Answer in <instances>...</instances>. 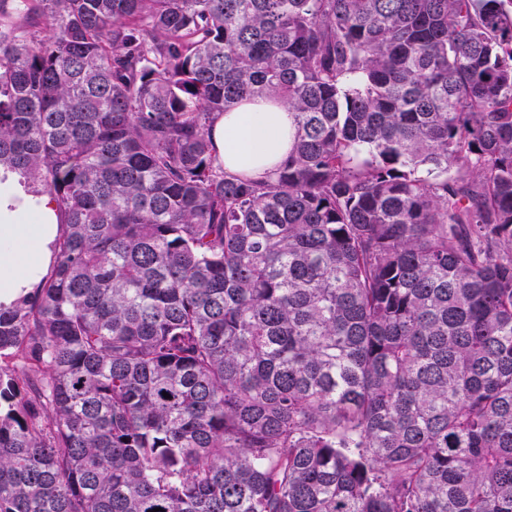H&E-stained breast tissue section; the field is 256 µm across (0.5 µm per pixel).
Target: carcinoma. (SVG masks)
<instances>
[{"label": "carcinoma", "instance_id": "obj_1", "mask_svg": "<svg viewBox=\"0 0 512 512\" xmlns=\"http://www.w3.org/2000/svg\"><path fill=\"white\" fill-rule=\"evenodd\" d=\"M0 165V512H512V0H0ZM294 116L269 97H250L214 119L210 134L224 171L259 178L288 158ZM61 224L54 203L28 192L1 166L0 308H11L50 275Z\"/></svg>", "mask_w": 512, "mask_h": 512}]
</instances>
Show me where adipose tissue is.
<instances>
[{
	"instance_id": "1",
	"label": "adipose tissue",
	"mask_w": 512,
	"mask_h": 512,
	"mask_svg": "<svg viewBox=\"0 0 512 512\" xmlns=\"http://www.w3.org/2000/svg\"><path fill=\"white\" fill-rule=\"evenodd\" d=\"M293 130L284 104L256 96L218 114L211 140L225 172L258 178L287 159ZM61 224L47 197L28 192L15 172L0 168V308H11L46 278Z\"/></svg>"
}]
</instances>
